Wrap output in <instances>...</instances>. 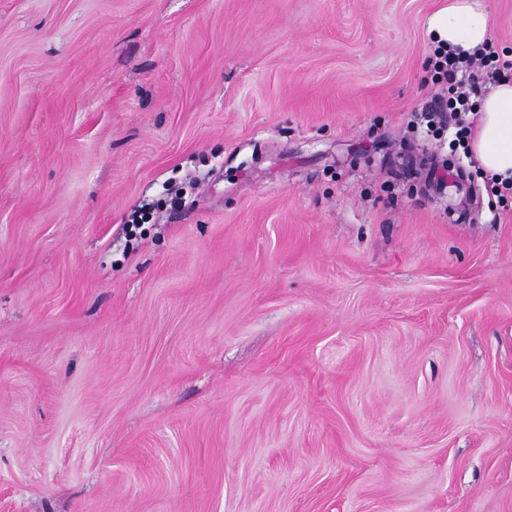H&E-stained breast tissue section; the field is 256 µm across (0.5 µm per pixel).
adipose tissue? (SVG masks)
<instances>
[{
    "instance_id": "obj_1",
    "label": "adipose tissue",
    "mask_w": 512,
    "mask_h": 512,
    "mask_svg": "<svg viewBox=\"0 0 512 512\" xmlns=\"http://www.w3.org/2000/svg\"><path fill=\"white\" fill-rule=\"evenodd\" d=\"M492 20L477 0H448L433 14L428 29L436 43L472 54L488 47ZM479 119L470 151L481 171L496 182H512V81L493 85L478 106Z\"/></svg>"
}]
</instances>
